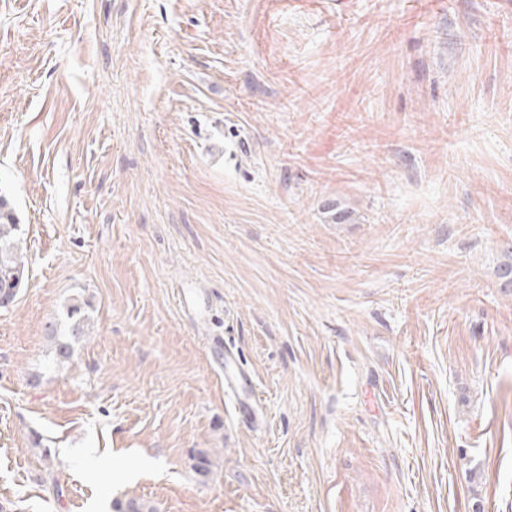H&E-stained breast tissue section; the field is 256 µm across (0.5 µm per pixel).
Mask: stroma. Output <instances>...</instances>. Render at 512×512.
Returning a JSON list of instances; mask_svg holds the SVG:
<instances>
[{
  "label": "stroma",
  "mask_w": 512,
  "mask_h": 512,
  "mask_svg": "<svg viewBox=\"0 0 512 512\" xmlns=\"http://www.w3.org/2000/svg\"><path fill=\"white\" fill-rule=\"evenodd\" d=\"M0 196V512H512V0H0ZM18 224L7 201L0 196V308H9L23 287L27 259L16 242ZM86 303L73 302L66 308L67 318L69 319L68 339L55 341L53 347V358L56 362L63 363L69 361L73 355L72 342H78L82 338L89 336L85 328ZM225 363L221 359V367L224 365V390L230 393L240 406V409L245 410V401L241 396H247L250 399L251 393L254 388L252 376L239 364V363Z\"/></svg>",
  "instance_id": "1"
}]
</instances>
